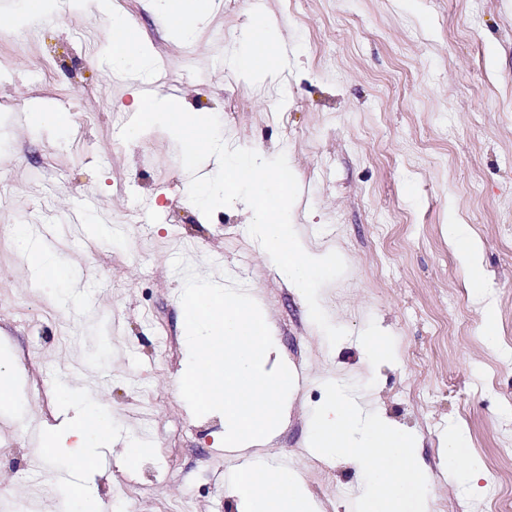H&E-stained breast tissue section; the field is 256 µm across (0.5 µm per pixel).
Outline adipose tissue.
Instances as JSON below:
<instances>
[{
	"instance_id": "1",
	"label": "adipose tissue",
	"mask_w": 512,
	"mask_h": 512,
	"mask_svg": "<svg viewBox=\"0 0 512 512\" xmlns=\"http://www.w3.org/2000/svg\"><path fill=\"white\" fill-rule=\"evenodd\" d=\"M138 27L121 15L112 18V66L132 64L149 68L140 52ZM285 52L273 26L262 17L253 18L234 65L246 76H263L280 69ZM62 420L54 426L47 456L66 454L80 460L78 480L69 484L70 512H101L93 493L99 452L112 441V420L96 403L75 402L60 391ZM314 445L323 454H348L360 461L370 475V487L362 501L363 512H400L418 496L422 473L414 440L384 420L366 415L362 408L338 394H330L324 409L311 426ZM237 488L247 503V512H314L309 496L296 475L267 467H245L237 476Z\"/></svg>"
}]
</instances>
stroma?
Returning a JSON list of instances; mask_svg holds the SVG:
<instances>
[{
	"mask_svg": "<svg viewBox=\"0 0 512 512\" xmlns=\"http://www.w3.org/2000/svg\"><path fill=\"white\" fill-rule=\"evenodd\" d=\"M135 23L150 71L113 70V14ZM271 20L286 63L265 78L233 66L252 15ZM217 116L232 148L286 154L300 192L292 224L346 273L320 302L347 330L329 345L293 284L248 233L244 202L205 217L188 198L178 145L154 127L123 142L143 93ZM58 112L35 126L31 111ZM481 248L487 285L443 233L451 216ZM74 273L43 285L14 231ZM184 257L258 303L273 347L267 368L298 377L280 425L258 445L224 447V417L194 416L179 383L189 350ZM494 310L497 347L482 341ZM383 351L369 358L367 335ZM0 352L23 396L0 404V512H68V458L36 454L57 422L64 380L111 416L95 493L102 512H245L234 482L249 463L286 467L317 512H359L361 464L327 458L310 438L331 388L414 436L425 482L412 507L512 512V0H213L181 35L161 0H55L28 18L0 0ZM465 432L470 482L443 459ZM146 452L115 458L129 441Z\"/></svg>",
	"mask_w": 512,
	"mask_h": 512,
	"instance_id": "stroma-1",
	"label": "stroma"
}]
</instances>
